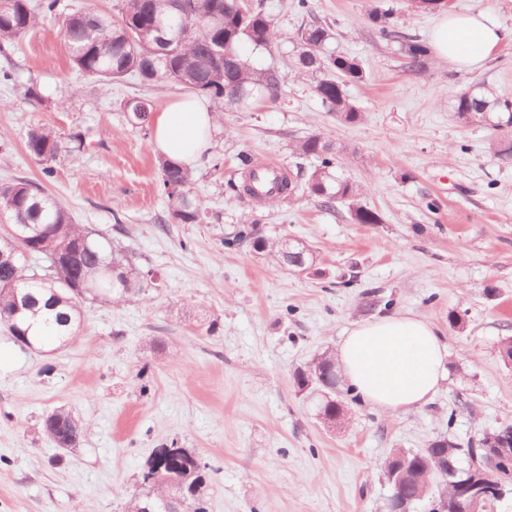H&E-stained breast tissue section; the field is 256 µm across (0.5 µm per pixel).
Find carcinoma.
Here are the masks:
<instances>
[{"mask_svg": "<svg viewBox=\"0 0 512 512\" xmlns=\"http://www.w3.org/2000/svg\"><path fill=\"white\" fill-rule=\"evenodd\" d=\"M0 8V49L14 43L33 29L40 17L57 15L60 0H5ZM183 15H178L173 0H118V14L109 17L88 8L68 16L64 38L72 65L86 76L102 82L120 80L128 75L143 83L166 79L181 84L192 92L212 99L217 111L226 105L240 108L254 96L276 99L281 94L284 75L273 66L256 69L243 59L240 46L247 42L256 48L272 50L276 45L273 20L262 3L245 0H182ZM400 12L399 0H378L368 13L369 22L378 38L397 47L403 67L411 72L424 68L427 47L395 21ZM174 22L183 30L182 40L162 52L156 26ZM332 39L329 27L311 22L299 27L293 43L302 52L288 67L314 78V91L321 103L348 123L363 119L360 107L349 98L347 88L365 78L360 62L343 54L325 52ZM452 107L457 117L467 123L487 125L496 136L489 152L501 161L512 160V109L508 100L500 98L484 82L458 93ZM26 149L37 161L48 164L64 150L62 140L46 125L27 132ZM302 158L314 165L304 182L283 173L275 189L265 193L270 201L283 196L308 194L322 206L333 209L349 205L351 218L358 224H379L381 216L363 205L355 204L356 185L339 179L336 169L339 153L331 143L317 135L303 138L294 146ZM243 181H228L233 196L260 199L252 189L259 167L253 157H238ZM161 187L170 202L168 220L176 224H200L205 213L189 198L194 183L193 172L163 158H157ZM176 185L174 191L167 186ZM0 211L13 224L30 225L29 236L14 242L12 264L0 265V324L8 326L11 335L26 336L30 343L42 346L57 342L64 346L76 338L82 320V304L91 302L132 301L142 299L155 289L147 284L146 270L108 240H98L74 222L69 211L55 198L28 181L0 186ZM243 243L254 251L266 240L253 224H240L233 235L224 239L232 248ZM71 246L66 263L52 266L48 255ZM283 265L294 270L311 267L308 249L294 252ZM45 279L36 280V270ZM299 391H322L320 412L331 422L342 414L336 401V367L334 355L323 353L314 369L294 376ZM72 425L83 431L82 423L70 412L56 409L43 421V430L51 443H56L58 428ZM430 451L416 460V467L429 470L435 480L442 479L440 469L448 471V481H457L472 471L475 458L473 444L463 448L443 438L429 444ZM489 479L503 485V494L512 492V469L499 464L488 472ZM140 491L130 495L127 512H206L201 490L207 483V466L197 464L191 456H168L167 449L155 448L138 475Z\"/></svg>", "mask_w": 512, "mask_h": 512, "instance_id": "1", "label": "carcinoma"}]
</instances>
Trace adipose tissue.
<instances>
[{"instance_id": "obj_1", "label": "adipose tissue", "mask_w": 512, "mask_h": 512, "mask_svg": "<svg viewBox=\"0 0 512 512\" xmlns=\"http://www.w3.org/2000/svg\"><path fill=\"white\" fill-rule=\"evenodd\" d=\"M512 30L485 15L444 13L433 33L437 54L458 69L480 68ZM217 127L214 108L185 94L153 114L159 154L187 166L206 152ZM448 349L437 329L416 315L367 320L347 330L336 352V369L363 402L387 415L427 404L446 378Z\"/></svg>"}]
</instances>
